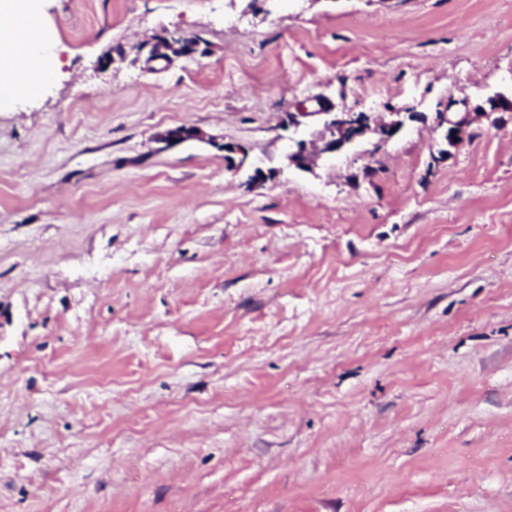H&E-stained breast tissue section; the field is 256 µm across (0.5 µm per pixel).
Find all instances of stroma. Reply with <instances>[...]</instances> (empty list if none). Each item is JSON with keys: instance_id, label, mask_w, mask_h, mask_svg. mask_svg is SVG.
<instances>
[{"instance_id": "35a3bbf8", "label": "stroma", "mask_w": 512, "mask_h": 512, "mask_svg": "<svg viewBox=\"0 0 512 512\" xmlns=\"http://www.w3.org/2000/svg\"><path fill=\"white\" fill-rule=\"evenodd\" d=\"M35 23L49 78L0 104V512H512V0ZM159 37L199 49L152 67ZM315 96L372 129L299 167Z\"/></svg>"}]
</instances>
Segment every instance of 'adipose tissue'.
<instances>
[{"label": "adipose tissue", "mask_w": 512, "mask_h": 512, "mask_svg": "<svg viewBox=\"0 0 512 512\" xmlns=\"http://www.w3.org/2000/svg\"><path fill=\"white\" fill-rule=\"evenodd\" d=\"M37 0H0V17L12 24L0 28V92L11 94L34 89L44 69L34 52L41 34L31 19Z\"/></svg>", "instance_id": "obj_1"}]
</instances>
